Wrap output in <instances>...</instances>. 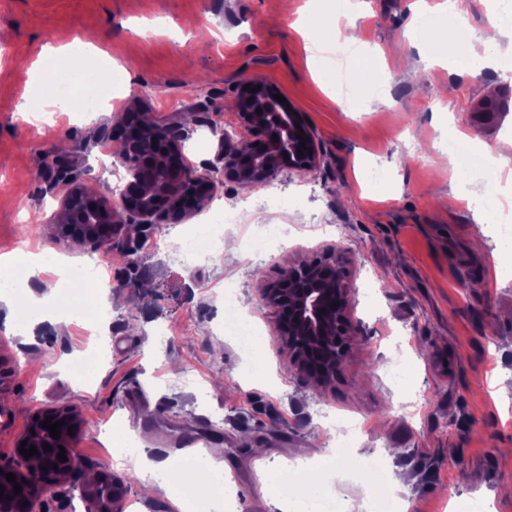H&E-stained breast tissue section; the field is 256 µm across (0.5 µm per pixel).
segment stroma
<instances>
[{
    "mask_svg": "<svg viewBox=\"0 0 512 512\" xmlns=\"http://www.w3.org/2000/svg\"><path fill=\"white\" fill-rule=\"evenodd\" d=\"M413 0H363L365 68L357 75L358 106L336 107L335 64L313 76L306 46L323 39L331 0H0V254L18 236L76 260L87 247L41 237L73 174L95 194L110 196L108 131L126 112L155 122L184 116L191 130L188 162L218 180L208 207L229 209L238 198L254 206L241 223L219 224L236 253L188 267L164 246L165 224H128L98 249L104 265L100 304L111 327L61 310L33 337L17 335L0 301V463L17 462V441L43 410L71 405L81 425L70 441L76 482L112 472L126 487L123 512H177L169 486L145 474L152 463L175 465L206 456L229 485L226 512H279L288 464L299 455L335 457V421L361 423L350 441L351 462L381 456L386 478L332 475L337 498L354 506L372 495L404 500L411 512H512V280L494 278L498 225L483 215L486 182L497 171L481 163L472 202L449 200L460 177L448 163V127L495 144L512 133V40L500 38L494 65L477 73L434 66L422 83L395 65L418 57L427 36ZM67 31L71 63L94 35L113 63L99 75L115 109L81 111L77 102L51 107L39 120L18 119L24 94L55 97L39 54ZM252 76L285 98L314 133L321 161L312 171L272 180L286 203L262 207L263 186L224 181L218 160L224 131H238L236 86ZM382 176L369 178L370 168ZM292 234L260 246L265 225ZM342 246L353 260V316L361 333L350 360L326 385L300 382L289 371L277 323L259 298L263 281L289 262ZM251 312L266 338L267 369L252 373L248 354L223 326L224 290ZM112 358L90 383L75 382L67 365L100 342ZM412 363L408 382L392 384L397 351ZM198 430L196 448L173 447L166 434ZM138 436L140 454L113 458L107 438Z\"/></svg>",
    "mask_w": 512,
    "mask_h": 512,
    "instance_id": "1",
    "label": "stroma"
}]
</instances>
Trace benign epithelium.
<instances>
[{
	"instance_id": "7a95c632",
	"label": "benign epithelium",
	"mask_w": 512,
	"mask_h": 512,
	"mask_svg": "<svg viewBox=\"0 0 512 512\" xmlns=\"http://www.w3.org/2000/svg\"><path fill=\"white\" fill-rule=\"evenodd\" d=\"M258 85L260 82L246 76L238 82L240 127L251 136L247 148L224 134V179L244 188L264 183L285 169L309 171L319 158V146L302 117L293 109L282 108L274 94L254 91ZM116 125L124 148L119 160L130 175L119 199L121 209H113L109 199L89 193L83 185L73 184L54 214L63 239L100 249L109 245L125 224H175L184 220L216 190L215 179L197 171L183 154L188 130L175 123L146 125L139 113L122 115ZM300 149L304 152L301 157L297 154ZM351 276L350 253L338 247L288 267L262 288L260 298L278 321L296 378L318 382L334 378L349 360L359 334L352 316ZM49 416L55 422L64 421L57 439L40 426ZM79 425L73 409H48L28 424L21 437L26 442L24 449L34 446L42 456L53 459L60 448L68 447L72 438L68 429L75 430ZM45 444L51 446V451H43ZM65 456L64 461L54 459L57 468L49 473L22 471L11 463H1L0 485L4 491L0 512H16L17 503L39 498L48 481L71 478L74 459L68 452ZM8 473L15 475L20 494H15L13 483L6 480ZM104 481L111 493L102 502L96 491H90L88 512H122L126 492L123 481L110 474L104 475Z\"/></svg>"
}]
</instances>
